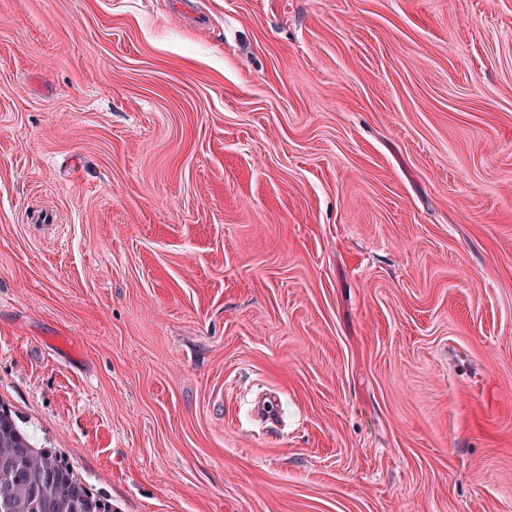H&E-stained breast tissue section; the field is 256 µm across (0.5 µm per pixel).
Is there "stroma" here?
<instances>
[{
  "label": "stroma",
  "instance_id": "1",
  "mask_svg": "<svg viewBox=\"0 0 512 512\" xmlns=\"http://www.w3.org/2000/svg\"><path fill=\"white\" fill-rule=\"evenodd\" d=\"M0 403L113 512H512V0H0Z\"/></svg>",
  "mask_w": 512,
  "mask_h": 512
}]
</instances>
